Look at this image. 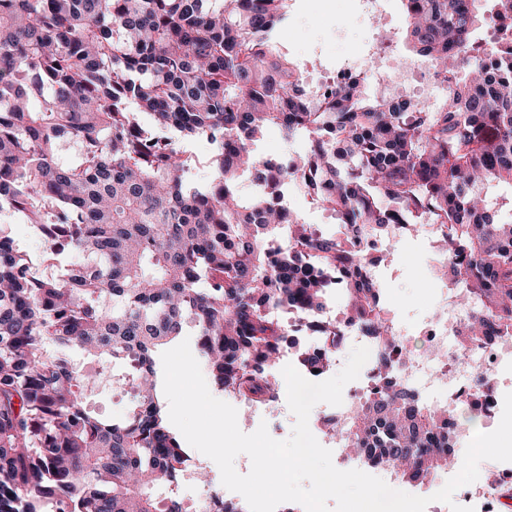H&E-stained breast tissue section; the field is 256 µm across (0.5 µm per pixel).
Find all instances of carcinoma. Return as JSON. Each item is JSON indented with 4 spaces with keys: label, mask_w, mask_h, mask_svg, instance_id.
<instances>
[{
    "label": "carcinoma",
    "mask_w": 512,
    "mask_h": 512,
    "mask_svg": "<svg viewBox=\"0 0 512 512\" xmlns=\"http://www.w3.org/2000/svg\"><path fill=\"white\" fill-rule=\"evenodd\" d=\"M402 2L413 51L449 75L434 109L370 98L356 80L315 102L276 41L287 0H0V210L40 232L47 260L81 256L64 278L35 279L0 226V512H195L153 493L190 459L154 361L187 324L218 389L266 405L298 327L337 337L332 350H297L322 373L357 328L376 343L381 390L345 428L322 427L403 483L462 460L455 411L397 381L370 270L380 256L361 234L437 227L465 308L462 349L512 331V215L488 196L512 186V23L499 28L512 0L488 13L480 0ZM480 28L492 37L479 48ZM271 126L308 149L254 157ZM200 136L216 150L204 185L188 177L186 145ZM245 174L259 187L248 198ZM290 186L336 216L335 234L278 203ZM334 289L346 299L336 324ZM73 350L122 368L125 419L84 408Z\"/></svg>",
    "instance_id": "obj_1"
}]
</instances>
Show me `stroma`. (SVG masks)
<instances>
[{
  "instance_id": "stroma-1",
  "label": "stroma",
  "mask_w": 512,
  "mask_h": 512,
  "mask_svg": "<svg viewBox=\"0 0 512 512\" xmlns=\"http://www.w3.org/2000/svg\"><path fill=\"white\" fill-rule=\"evenodd\" d=\"M286 10L288 18L281 24L277 39L301 71L334 72L344 62L366 55L382 33L391 37L386 50L390 59L415 64L422 61L404 35L401 0H386L382 19L373 22L369 21L362 0H288ZM0 226L9 231L20 252L26 254L34 277L53 276V266L43 260L45 243L32 226L6 211L0 213ZM434 256L433 237L422 229L391 244L386 261L376 268L391 315L415 354L425 347L420 330L444 296L443 281L430 271ZM71 357L83 361L92 374L81 394L89 409L108 420L124 418L129 396L113 383L111 362L86 361L77 351Z\"/></svg>"
}]
</instances>
